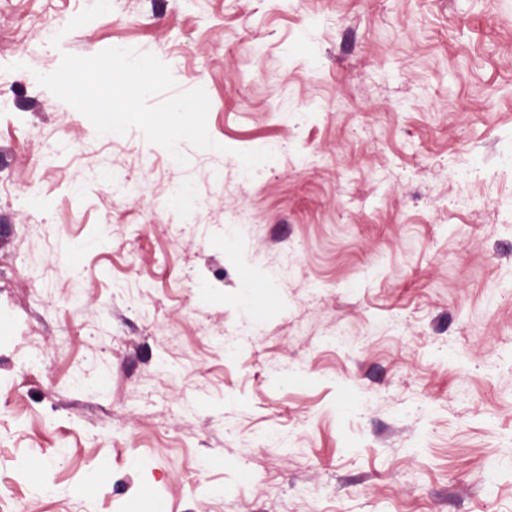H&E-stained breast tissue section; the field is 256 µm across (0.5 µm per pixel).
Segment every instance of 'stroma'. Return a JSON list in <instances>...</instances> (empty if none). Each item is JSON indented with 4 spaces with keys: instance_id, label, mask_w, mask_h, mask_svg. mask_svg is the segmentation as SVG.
<instances>
[{
    "instance_id": "1",
    "label": "stroma",
    "mask_w": 512,
    "mask_h": 512,
    "mask_svg": "<svg viewBox=\"0 0 512 512\" xmlns=\"http://www.w3.org/2000/svg\"><path fill=\"white\" fill-rule=\"evenodd\" d=\"M92 3L0 0V512H512V0ZM110 47L204 88L222 151L31 77Z\"/></svg>"
}]
</instances>
